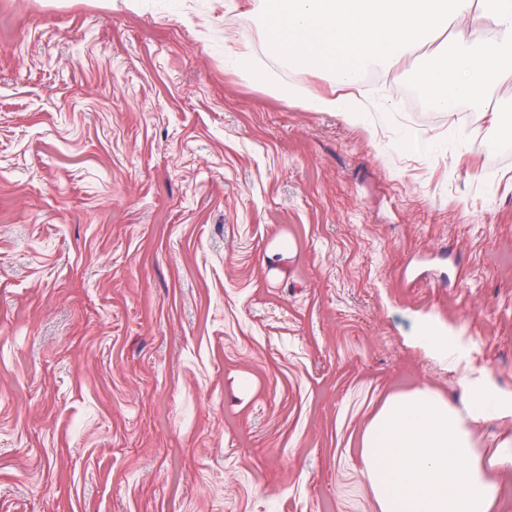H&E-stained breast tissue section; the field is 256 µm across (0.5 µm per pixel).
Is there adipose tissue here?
Instances as JSON below:
<instances>
[{"instance_id": "obj_1", "label": "adipose tissue", "mask_w": 512, "mask_h": 512, "mask_svg": "<svg viewBox=\"0 0 512 512\" xmlns=\"http://www.w3.org/2000/svg\"><path fill=\"white\" fill-rule=\"evenodd\" d=\"M477 18L493 39L471 30ZM451 28L456 37L435 46ZM263 38L283 63L331 73L347 87L369 68L421 54L416 81L433 108L448 112L460 101H491L512 75V0H276ZM427 45L432 53H424ZM411 342L453 364L466 355L450 325L421 324ZM458 387L456 399L427 386L393 395L366 428L362 477L378 512H497L493 475L512 470V435H500L485 456L473 428L512 421V391L484 369L463 374Z\"/></svg>"}]
</instances>
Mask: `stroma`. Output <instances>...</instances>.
Returning a JSON list of instances; mask_svg holds the SVG:
<instances>
[{
    "mask_svg": "<svg viewBox=\"0 0 512 512\" xmlns=\"http://www.w3.org/2000/svg\"><path fill=\"white\" fill-rule=\"evenodd\" d=\"M264 0H0V512H376L386 399L512 390V76L279 62ZM249 52L296 95L224 63ZM453 325L465 362L414 348ZM310 107L321 112H338L346 120L357 122L361 117L360 112H364L359 107H351L349 102L339 97H325L321 95H314L309 101Z\"/></svg>",
    "mask_w": 512,
    "mask_h": 512,
    "instance_id": "35a3bbf8",
    "label": "stroma"
}]
</instances>
